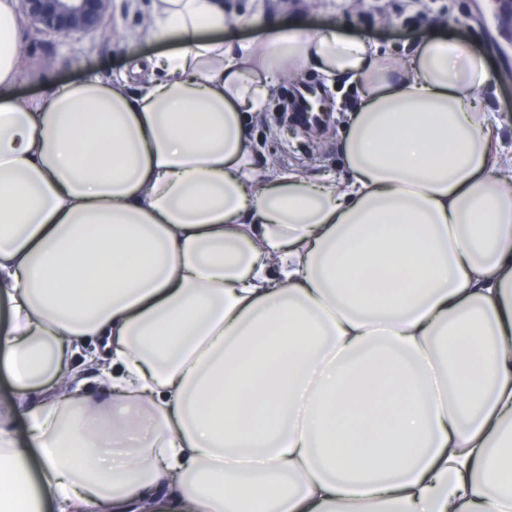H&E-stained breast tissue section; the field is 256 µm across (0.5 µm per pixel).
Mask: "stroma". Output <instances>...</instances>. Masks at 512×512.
I'll use <instances>...</instances> for the list:
<instances>
[{"mask_svg":"<svg viewBox=\"0 0 512 512\" xmlns=\"http://www.w3.org/2000/svg\"><path fill=\"white\" fill-rule=\"evenodd\" d=\"M237 22L225 38L241 43L260 38L274 22L296 24L311 30L332 28L351 38L379 43L391 56L405 58V45L428 34L450 33L470 51L482 56L496 83L495 92L482 93L484 107L502 124L499 152L512 153V58L501 48L512 43V28L504 26L491 0H365L354 8L350 0H227ZM149 0H111L107 30L101 34L62 40L26 26L21 51L25 67L12 94L16 99L48 92L52 87L82 79L89 72L117 74L126 71L130 51L140 55L159 52L160 44L135 43L131 37L147 15ZM293 84L280 81L263 108L247 119L249 137L272 163L307 174L342 173L336 147V126L346 113L334 114V129L303 138L282 127L279 105Z\"/></svg>","mask_w":512,"mask_h":512,"instance_id":"35a3bbf8","label":"stroma"}]
</instances>
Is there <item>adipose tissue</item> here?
Listing matches in <instances>:
<instances>
[{"mask_svg":"<svg viewBox=\"0 0 512 512\" xmlns=\"http://www.w3.org/2000/svg\"><path fill=\"white\" fill-rule=\"evenodd\" d=\"M0 0V512H512V156L454 36L153 0L138 83L25 100ZM347 80L344 173L259 158L281 77ZM83 353L111 395L82 394Z\"/></svg>","mask_w":512,"mask_h":512,"instance_id":"obj_1","label":"adipose tissue"}]
</instances>
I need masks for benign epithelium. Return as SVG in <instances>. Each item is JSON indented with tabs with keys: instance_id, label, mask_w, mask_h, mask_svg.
I'll use <instances>...</instances> for the list:
<instances>
[{
	"instance_id": "obj_1",
	"label": "benign epithelium",
	"mask_w": 512,
	"mask_h": 512,
	"mask_svg": "<svg viewBox=\"0 0 512 512\" xmlns=\"http://www.w3.org/2000/svg\"><path fill=\"white\" fill-rule=\"evenodd\" d=\"M111 0H21L26 16L40 31L67 39L76 35L94 34L102 30V22ZM330 113L315 117L301 114L304 131L325 132L329 129Z\"/></svg>"
}]
</instances>
